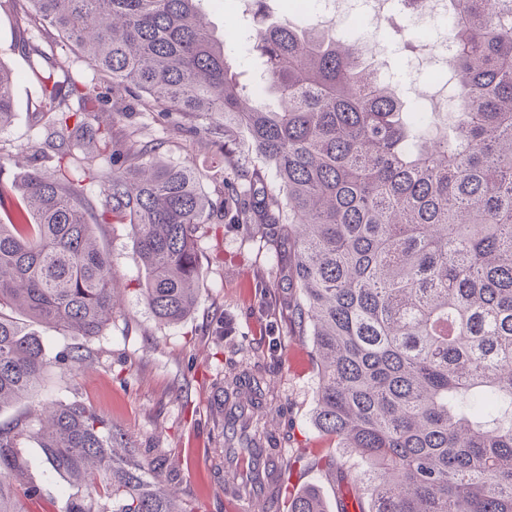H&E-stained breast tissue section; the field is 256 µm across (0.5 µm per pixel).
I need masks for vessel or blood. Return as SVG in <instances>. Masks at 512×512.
Listing matches in <instances>:
<instances>
[{
    "label": "vessel or blood",
    "instance_id": "1",
    "mask_svg": "<svg viewBox=\"0 0 512 512\" xmlns=\"http://www.w3.org/2000/svg\"><path fill=\"white\" fill-rule=\"evenodd\" d=\"M256 410L253 397L231 390L224 399V425L237 428L241 420ZM252 469L249 476H242L238 449L224 450V500L228 505L239 506L246 512L251 505H260L263 512H278L280 503V461L284 454L278 444L276 432H269L267 439L252 443Z\"/></svg>",
    "mask_w": 512,
    "mask_h": 512
}]
</instances>
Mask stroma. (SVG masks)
<instances>
[{"mask_svg":"<svg viewBox=\"0 0 512 512\" xmlns=\"http://www.w3.org/2000/svg\"><path fill=\"white\" fill-rule=\"evenodd\" d=\"M438 32L426 26L404 46L399 33L387 29L382 40L388 47L385 69L403 74L413 55L430 53ZM53 29H24L16 10L6 0L0 5V60L16 79L11 87L15 118L0 132V186L17 193L31 162V147L46 138L45 124L36 112L38 87L29 76L25 40L50 46ZM92 128L108 132L113 142H125L130 131L141 129L160 139V156L199 172L204 190L217 197L220 184L215 171L224 158L217 149L193 147L185 134L186 122L162 118L133 106L125 118L95 112ZM94 236L108 253L115 272L113 286L121 307L98 336H65L48 324L37 332L47 343L48 368L38 400L62 397L81 402L109 421L128 447L144 450L147 459H161L163 472L188 512H233L224 501V417L214 406V396L225 376L241 369L259 373L269 383L272 403L266 426L276 428L286 457H302L293 464L282 496L308 484H319L328 512H338L339 497L333 485L311 469V461L336 454L334 439L319 433L311 422L319 384L309 342L293 336L288 327V248L279 239L246 230L239 224L220 229L202 226L198 252L202 267L200 292L194 313L178 324H160L141 293L145 271L134 255L131 228L126 224H98ZM223 262H215V253ZM265 280V302H258L254 283ZM81 346L90 358L79 374L55 365L54 358ZM28 481L41 498L26 503L27 512H64L76 491L46 472L34 441L24 444Z\"/></svg>","mask_w":512,"mask_h":512,"instance_id":"35a3bbf8","label":"stroma"}]
</instances>
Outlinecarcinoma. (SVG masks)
I'll use <instances>...</instances> for the list:
<instances>
[{"label": "carcinoma", "instance_id": "carcinoma-1", "mask_svg": "<svg viewBox=\"0 0 512 512\" xmlns=\"http://www.w3.org/2000/svg\"><path fill=\"white\" fill-rule=\"evenodd\" d=\"M202 2L25 0L28 22L53 28L107 81L91 98L25 43L49 128L35 153L52 149L58 165L32 167L16 205L0 188V409L32 399L49 365L29 323L90 338L112 320V262L92 225L130 226L142 292L166 324L195 310L202 225H266L288 242L293 333L312 341L314 424L353 452L321 458L322 474L360 512H512V18L490 0H448L455 111L435 135L361 45L331 25L272 20L268 0H250L261 25L244 50L261 61L254 96L273 93L279 107L243 105L240 52ZM11 81L0 61V130L14 117ZM128 98L190 118L196 145L224 148L219 201L135 130L94 173L73 130L108 102L124 116ZM88 177L102 180L96 200ZM85 360L71 347L56 364L73 374ZM30 415L0 426V512L39 497L24 480L26 440L116 512H186L90 408L39 401ZM288 512L326 509L305 488Z\"/></svg>", "mask_w": 512, "mask_h": 512}]
</instances>
